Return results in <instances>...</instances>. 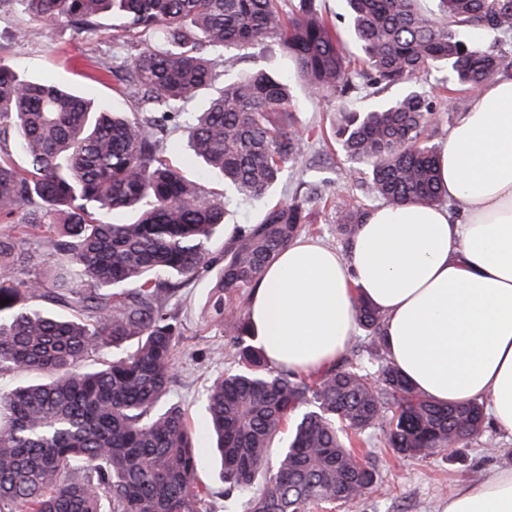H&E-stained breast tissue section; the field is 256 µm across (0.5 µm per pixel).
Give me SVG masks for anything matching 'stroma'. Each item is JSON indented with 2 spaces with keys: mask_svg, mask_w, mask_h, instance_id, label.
<instances>
[{
  "mask_svg": "<svg viewBox=\"0 0 512 512\" xmlns=\"http://www.w3.org/2000/svg\"><path fill=\"white\" fill-rule=\"evenodd\" d=\"M25 28L24 40H16L18 28ZM123 40L115 39L111 16L99 18L94 27L79 33L70 26H48L30 19L15 0H0V61L20 74L36 80H48L79 92H91L104 110L132 113L140 111L138 98L116 90L111 78L102 77L112 55L126 51ZM419 91L434 97L439 121L429 127L426 137L431 144L445 148L449 129L469 108L472 97L455 88H442L435 77L418 83ZM294 110L310 149L301 162L289 169L281 183L263 202L237 199L226 219L228 228L256 223L264 207L288 200L292 194L310 195L316 188L327 194L315 202V221L304 231L306 237L339 251L349 244L338 231V213L345 196L337 192L348 166L334 135L337 107L363 111L372 106L374 97L365 92L341 100L325 94H310L294 87ZM214 274L198 278L183 289L178 309L183 334L176 347L177 368L170 397L181 403L197 431L206 428L204 392L215 378L234 371L228 332L208 326L206 307ZM368 441L360 458L376 468L375 486L339 507L338 512H438L439 502L456 482L484 476L497 467L512 466V436L486 424L481 437L466 448L438 450L421 457H403L386 445L382 429L366 432Z\"/></svg>",
  "mask_w": 512,
  "mask_h": 512,
  "instance_id": "1",
  "label": "stroma"
}]
</instances>
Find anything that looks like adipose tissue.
<instances>
[{"mask_svg": "<svg viewBox=\"0 0 512 512\" xmlns=\"http://www.w3.org/2000/svg\"><path fill=\"white\" fill-rule=\"evenodd\" d=\"M440 162L448 206H378L345 254L295 240L265 269L247 316L269 363L319 372L355 336L363 297L416 392L485 402L512 435V78L483 84ZM440 512H512V467L456 485Z\"/></svg>", "mask_w": 512, "mask_h": 512, "instance_id": "ef3b65f1", "label": "adipose tissue"}]
</instances>
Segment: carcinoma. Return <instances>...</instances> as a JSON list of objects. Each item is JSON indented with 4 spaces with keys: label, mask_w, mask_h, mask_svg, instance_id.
<instances>
[{
    "label": "carcinoma",
    "mask_w": 512,
    "mask_h": 512,
    "mask_svg": "<svg viewBox=\"0 0 512 512\" xmlns=\"http://www.w3.org/2000/svg\"><path fill=\"white\" fill-rule=\"evenodd\" d=\"M39 22L81 32L98 17L142 44L112 62V79L142 110L97 112L91 94L34 82L0 62V370L42 379L0 389V512H207L197 482L199 434L168 399L183 324L170 302L221 268L207 322L230 325L237 368L205 391L224 501L241 512H310L354 501L374 469L354 451L371 428L416 457L466 447L482 433L484 403L441 405L418 394L391 363L370 378L356 364L309 383L273 370L246 311L265 268L311 223L310 199L295 195L259 222L237 226L213 250L230 198L260 200L308 151L288 74L259 66L228 77V51L276 42L303 88L346 98L359 81L394 99L363 112L339 110L337 135L360 183L387 204L446 200L440 152L423 134L436 103L412 84L447 67L451 83L477 93L512 74L485 39L512 37V0H346L362 52L351 67L336 26L316 0H15ZM472 38L464 41L457 30ZM217 92L202 112L200 94ZM191 125L192 159L224 179L207 192L173 165L164 134ZM20 152L25 165H16ZM138 212L132 222L113 216ZM366 211L345 202L338 224L352 241ZM62 262L49 281L27 270ZM46 298L76 312L29 307ZM359 324L385 350L384 318L358 299ZM134 343L130 350L128 343ZM112 350L99 367L86 357ZM287 436L275 462L269 449Z\"/></svg>",
    "instance_id": "cac0c4a2"
}]
</instances>
